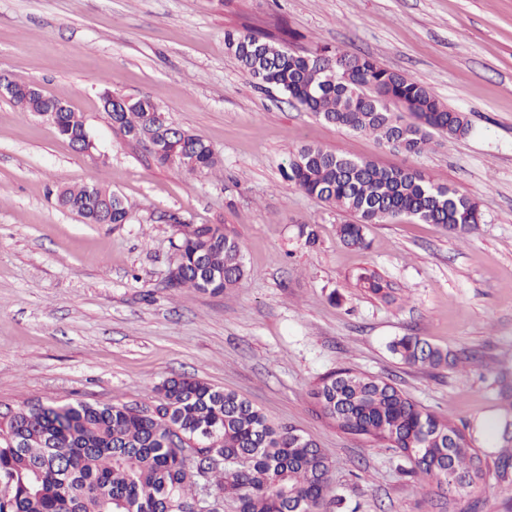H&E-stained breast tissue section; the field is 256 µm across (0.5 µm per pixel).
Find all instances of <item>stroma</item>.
Instances as JSON below:
<instances>
[{
    "instance_id": "obj_1",
    "label": "stroma",
    "mask_w": 512,
    "mask_h": 512,
    "mask_svg": "<svg viewBox=\"0 0 512 512\" xmlns=\"http://www.w3.org/2000/svg\"><path fill=\"white\" fill-rule=\"evenodd\" d=\"M243 28L297 54L372 57L431 87L470 129L431 133L414 156L319 120L240 67L224 33ZM1 70L83 113L97 148L76 149L0 98V412L33 397L148 405L164 379L192 377L313 437L341 512H512L487 431L512 409L499 394L512 386V0H0ZM106 89L151 96L213 146L219 167L160 166L113 127ZM304 144L419 169L482 218L456 237L401 217L368 225L366 248L347 247L337 227L350 215L285 176ZM64 183L109 186L132 204L130 220L83 223L55 202ZM180 222L240 240L238 288H167ZM366 269L389 298L360 286ZM403 336L474 359L420 370L390 351ZM340 368L385 377L467 426L487 456L473 488L444 493L386 445L320 417L311 390Z\"/></svg>"
}]
</instances>
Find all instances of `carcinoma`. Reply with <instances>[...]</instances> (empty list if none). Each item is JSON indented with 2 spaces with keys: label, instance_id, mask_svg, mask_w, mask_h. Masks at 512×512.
<instances>
[{
  "label": "carcinoma",
  "instance_id": "carcinoma-1",
  "mask_svg": "<svg viewBox=\"0 0 512 512\" xmlns=\"http://www.w3.org/2000/svg\"><path fill=\"white\" fill-rule=\"evenodd\" d=\"M227 48L260 84L274 87L323 121L372 135L420 154L432 131H469L463 112L444 105L428 87L382 67L370 57L323 47L307 55L283 40L251 32L224 33ZM10 101L23 114L54 113L56 133L79 146L85 118L42 95L34 84L10 77ZM112 124L131 140L150 143L161 165L204 174L219 156L203 138L159 123L163 108L150 96L102 93ZM408 112L405 124L394 108ZM288 181L306 194L354 217L339 226L342 241L366 246L368 224L409 216L463 236L481 213L478 204L424 172L388 167L318 146L303 145L288 161ZM58 206L87 224H124L132 207L100 183L60 185ZM177 283L172 288L220 294L246 276L240 241L222 224H181ZM391 350L405 364L438 369L469 361L418 336ZM155 403H44L0 412V512H196L204 495L216 508L230 498L236 512H339L330 494L331 464L317 443L293 428L272 425L236 393L186 377L155 387ZM313 397L338 430L381 442L412 464V472L456 490V480L481 476L484 455L466 428L441 419L388 381L342 368L320 378ZM504 446L497 477L512 482V422L493 427Z\"/></svg>",
  "mask_w": 512,
  "mask_h": 512
}]
</instances>
